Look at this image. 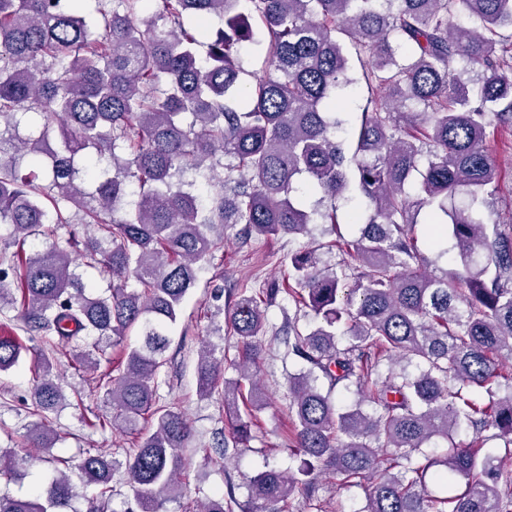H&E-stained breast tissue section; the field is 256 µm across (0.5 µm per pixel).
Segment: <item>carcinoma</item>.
Instances as JSON below:
<instances>
[{"mask_svg":"<svg viewBox=\"0 0 512 512\" xmlns=\"http://www.w3.org/2000/svg\"><path fill=\"white\" fill-rule=\"evenodd\" d=\"M93 2L92 26L84 0H0V124L13 131L0 132V224L15 244L48 240L0 257V312L21 310L50 345L34 355L29 446L58 441L51 415L66 394L55 356L73 349L87 372L112 365L118 376L95 378L112 419L88 426L136 429L138 446L122 461L89 451L79 461L99 487L87 512H108L119 471L133 491L127 512H159L180 490L192 428L159 404L158 374L204 265L239 224L249 237L316 224L338 233L336 199L354 186L360 234L327 244L341 252L339 271L320 269L314 250L292 254L288 279L232 305L234 357L208 348L197 363L199 395L224 396L229 429L216 453L228 459L268 403L256 378L263 307L285 295L319 319L282 326L297 366L286 378L287 451L302 465L251 477L242 512H286L296 494L311 503L323 473L338 490L363 489L357 512H512V224L483 216L498 177L487 129L512 127V0H248L247 13L241 0ZM460 9L471 26L454 24ZM208 18L222 27L208 30ZM245 43L264 55L243 99ZM352 56L374 96L348 152L333 105L353 83ZM16 153L46 183L21 173ZM304 175L321 193L310 203ZM198 178L215 192H195ZM457 195L468 208L448 206ZM73 209L99 232L79 256L112 274L104 295L86 294L56 242ZM425 209L456 241L461 271H426L412 234ZM133 327L140 344L112 359ZM25 349L0 336V372ZM343 391L355 399L341 403ZM490 439L505 454L484 450ZM436 440L445 452L426 453ZM443 483L451 490L438 496ZM73 496L61 472L33 500L0 494V512H75Z\"/></svg>","mask_w":512,"mask_h":512,"instance_id":"1","label":"carcinoma"}]
</instances>
